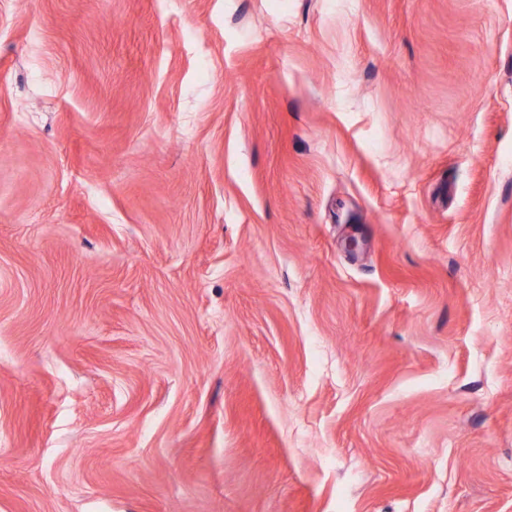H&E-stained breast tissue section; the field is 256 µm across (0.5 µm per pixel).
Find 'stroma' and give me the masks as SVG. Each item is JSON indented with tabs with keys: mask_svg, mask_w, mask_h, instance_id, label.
Instances as JSON below:
<instances>
[{
	"mask_svg": "<svg viewBox=\"0 0 512 512\" xmlns=\"http://www.w3.org/2000/svg\"><path fill=\"white\" fill-rule=\"evenodd\" d=\"M0 512H512V0H0Z\"/></svg>",
	"mask_w": 512,
	"mask_h": 512,
	"instance_id": "stroma-1",
	"label": "stroma"
}]
</instances>
